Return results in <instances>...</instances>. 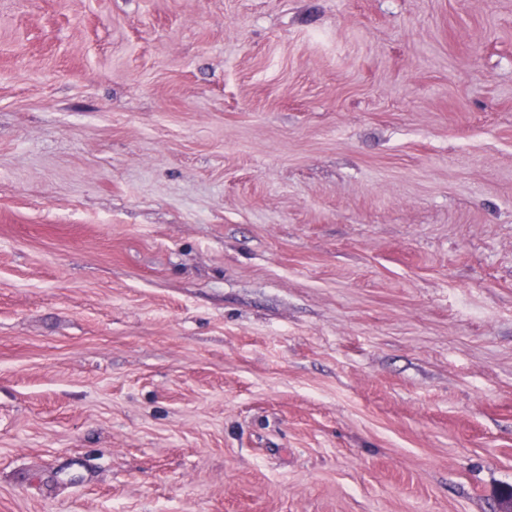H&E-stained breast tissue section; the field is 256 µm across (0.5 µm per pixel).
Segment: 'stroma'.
<instances>
[{"mask_svg": "<svg viewBox=\"0 0 512 512\" xmlns=\"http://www.w3.org/2000/svg\"><path fill=\"white\" fill-rule=\"evenodd\" d=\"M512 0H0V512H500Z\"/></svg>", "mask_w": 512, "mask_h": 512, "instance_id": "obj_1", "label": "stroma"}]
</instances>
